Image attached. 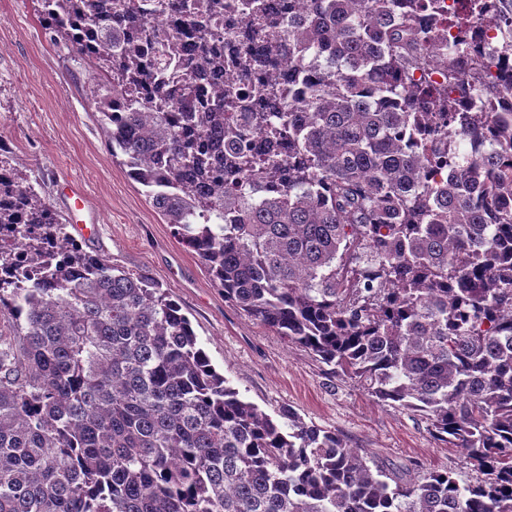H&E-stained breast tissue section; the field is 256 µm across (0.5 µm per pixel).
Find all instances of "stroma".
I'll list each match as a JSON object with an SVG mask.
<instances>
[{
  "instance_id": "1",
  "label": "stroma",
  "mask_w": 512,
  "mask_h": 512,
  "mask_svg": "<svg viewBox=\"0 0 512 512\" xmlns=\"http://www.w3.org/2000/svg\"><path fill=\"white\" fill-rule=\"evenodd\" d=\"M39 10L38 0H0V148L57 214L67 207L63 180L86 194L95 230L66 227L79 247L157 283L188 316L216 370L266 413L292 409L397 474L449 471L460 484L475 482L467 455L435 441L419 413L378 403L225 301L195 253L113 161L87 93L91 66L50 40Z\"/></svg>"
}]
</instances>
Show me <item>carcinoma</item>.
I'll return each mask as SVG.
<instances>
[{
    "mask_svg": "<svg viewBox=\"0 0 512 512\" xmlns=\"http://www.w3.org/2000/svg\"><path fill=\"white\" fill-rule=\"evenodd\" d=\"M40 2L98 71L112 158L224 300L485 478L404 481L273 419L0 151V512H512V67L448 44L476 23L512 60V0Z\"/></svg>",
    "mask_w": 512,
    "mask_h": 512,
    "instance_id": "cac0c4a2",
    "label": "carcinoma"
}]
</instances>
